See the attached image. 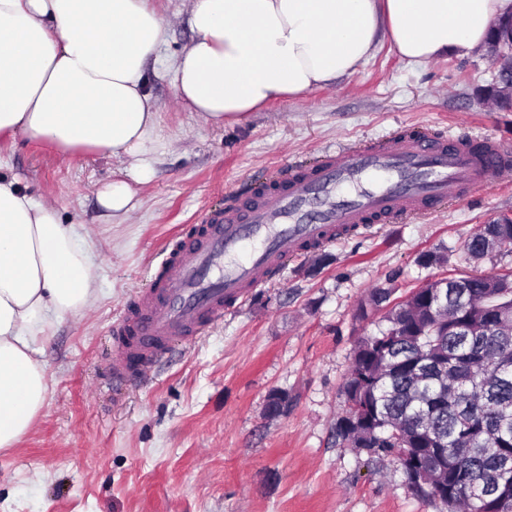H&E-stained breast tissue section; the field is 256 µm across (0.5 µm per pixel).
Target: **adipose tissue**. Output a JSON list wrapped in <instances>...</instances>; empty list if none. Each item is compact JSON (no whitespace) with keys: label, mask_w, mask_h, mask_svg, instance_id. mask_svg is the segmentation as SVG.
I'll list each match as a JSON object with an SVG mask.
<instances>
[{"label":"adipose tissue","mask_w":512,"mask_h":512,"mask_svg":"<svg viewBox=\"0 0 512 512\" xmlns=\"http://www.w3.org/2000/svg\"><path fill=\"white\" fill-rule=\"evenodd\" d=\"M192 39L172 64L175 96L221 127L279 99L354 74L380 40L407 62L483 49L512 0H188ZM168 21L152 0H0V134L45 142L64 157L127 162L98 199L132 208L160 112L148 88ZM81 224L0 177V449L44 409L41 340L89 308L97 274Z\"/></svg>","instance_id":"adipose-tissue-1"}]
</instances>
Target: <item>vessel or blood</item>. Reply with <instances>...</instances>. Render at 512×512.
Wrapping results in <instances>:
<instances>
[{
  "mask_svg": "<svg viewBox=\"0 0 512 512\" xmlns=\"http://www.w3.org/2000/svg\"><path fill=\"white\" fill-rule=\"evenodd\" d=\"M512 175L503 140L393 132L325 151L318 163L280 170L198 214L196 234L160 263L115 329L112 378L150 372L172 342L205 333L288 261L336 242L342 229L385 224L459 204Z\"/></svg>",
  "mask_w": 512,
  "mask_h": 512,
  "instance_id": "obj_1",
  "label": "vessel or blood"
}]
</instances>
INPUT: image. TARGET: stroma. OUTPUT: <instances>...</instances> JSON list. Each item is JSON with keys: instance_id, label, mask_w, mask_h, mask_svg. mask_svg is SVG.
I'll use <instances>...</instances> for the list:
<instances>
[{"instance_id": "obj_1", "label": "stroma", "mask_w": 512, "mask_h": 512, "mask_svg": "<svg viewBox=\"0 0 512 512\" xmlns=\"http://www.w3.org/2000/svg\"><path fill=\"white\" fill-rule=\"evenodd\" d=\"M153 4L171 22L149 76L160 124L154 174L137 185L128 218L105 220L98 201L117 161H71L47 144L0 137V174L55 204L63 223L89 228L99 288L91 307L61 319L43 342L47 403L20 443L0 451V512H446L396 463L336 441L354 347L387 326L382 313L362 319L357 307L380 287L400 298L436 277L512 275V248L479 261L464 248L479 225L512 217V180L468 203L340 238L324 247V260L289 262L138 380L114 384L108 360L114 327L163 248L191 233L197 212L273 169L400 129L512 142V111L490 97L491 59L481 50L414 65L384 41L336 86L216 128L180 103L171 83L191 37L185 0ZM429 252L447 264L419 265ZM273 389L287 390V416L266 417Z\"/></svg>"}]
</instances>
